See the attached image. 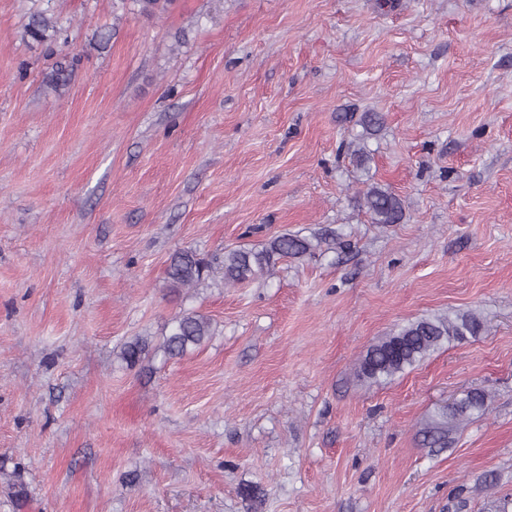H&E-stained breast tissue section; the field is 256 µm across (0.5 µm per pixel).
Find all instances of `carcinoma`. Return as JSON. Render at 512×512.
I'll use <instances>...</instances> for the list:
<instances>
[{"instance_id":"cac0c4a2","label":"carcinoma","mask_w":512,"mask_h":512,"mask_svg":"<svg viewBox=\"0 0 512 512\" xmlns=\"http://www.w3.org/2000/svg\"><path fill=\"white\" fill-rule=\"evenodd\" d=\"M140 13L147 16L162 15L174 0H132ZM60 32L57 18L45 11L30 13L23 26V38L42 43ZM69 68L59 65L47 77V83L56 89L69 84ZM362 206L373 224H398L404 218L403 200L388 188L371 184L362 191ZM314 249L312 241L296 234L282 233L267 240L259 249L237 248L224 252V283L254 280L269 273L279 260L298 258ZM211 265L194 251L173 254L166 268V278L174 288H192L210 277ZM485 329L479 316L472 312H459L448 316L421 318L409 322L381 337L361 358L358 376L368 380L391 378L430 356L445 344L476 337ZM212 335L211 323L196 312L183 313L175 318L163 348L170 356H181L190 348L201 345ZM149 355V342L137 337L125 343L118 358L133 367ZM488 408V394L481 390L467 393L452 407L446 420L429 426L431 436L448 443L449 432L474 413Z\"/></svg>"}]
</instances>
